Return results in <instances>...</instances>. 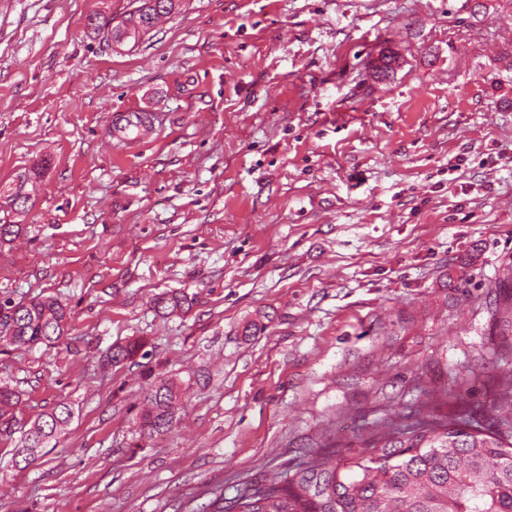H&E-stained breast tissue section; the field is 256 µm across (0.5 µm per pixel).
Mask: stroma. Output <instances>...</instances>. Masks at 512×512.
Wrapping results in <instances>:
<instances>
[{
  "instance_id": "obj_1",
  "label": "stroma",
  "mask_w": 512,
  "mask_h": 512,
  "mask_svg": "<svg viewBox=\"0 0 512 512\" xmlns=\"http://www.w3.org/2000/svg\"><path fill=\"white\" fill-rule=\"evenodd\" d=\"M0 0V305L53 295L67 335L0 341L21 402L0 512H205L217 493L360 455L447 390L480 420L512 373V9L502 0ZM400 65L373 67L386 53ZM154 139L127 149L113 113ZM28 181L34 205L9 195ZM165 292L189 309L154 307ZM143 356L102 363L112 344ZM187 405L143 433L148 383ZM72 419L13 454L59 403ZM141 5L134 8L122 19L120 23L112 27V19L103 24H95L96 30H103L105 40L117 45L126 42L136 43L143 35L148 33L157 23L160 17L172 13L178 0H138Z\"/></svg>"
}]
</instances>
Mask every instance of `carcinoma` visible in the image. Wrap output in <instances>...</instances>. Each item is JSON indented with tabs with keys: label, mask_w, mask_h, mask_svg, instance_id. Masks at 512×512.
Instances as JSON below:
<instances>
[{
	"label": "carcinoma",
	"mask_w": 512,
	"mask_h": 512,
	"mask_svg": "<svg viewBox=\"0 0 512 512\" xmlns=\"http://www.w3.org/2000/svg\"><path fill=\"white\" fill-rule=\"evenodd\" d=\"M117 25L96 24L104 38L118 45L138 41L160 17L172 13L178 0H138ZM187 297L164 294L155 307L182 310ZM71 312L52 296L12 305L0 323V340L17 346L59 341ZM139 341L115 344L106 353L112 365L132 361ZM20 394L0 384V422L10 424ZM499 410L473 431L465 432L462 413L438 414L436 400L418 403L408 420L386 417L365 440L360 456L334 463L328 454L310 451L291 474L256 484L227 499L215 496L211 512H512V379L498 401ZM183 408L182 392L173 381L150 384L140 415L145 432L172 426ZM71 418L60 404L36 420L21 439L14 458L27 461Z\"/></svg>",
	"instance_id": "cac0c4a2"
}]
</instances>
